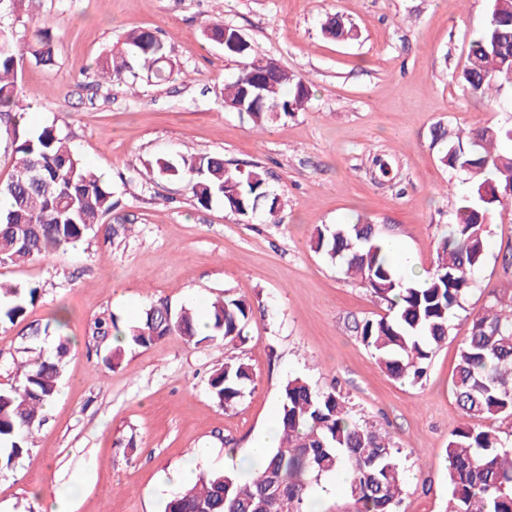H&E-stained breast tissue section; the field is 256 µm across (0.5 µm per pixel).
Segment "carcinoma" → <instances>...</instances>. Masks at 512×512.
Instances as JSON below:
<instances>
[{
  "label": "carcinoma",
  "instance_id": "cac0c4a2",
  "mask_svg": "<svg viewBox=\"0 0 512 512\" xmlns=\"http://www.w3.org/2000/svg\"><path fill=\"white\" fill-rule=\"evenodd\" d=\"M325 36L354 40L356 28L336 13L321 26ZM208 40L224 47L239 71L224 84V103L247 115L254 126L300 112L311 85L266 57L237 29L213 23ZM39 66L56 65L49 28L34 27L33 40L18 45L13 31L0 26V133L16 157L14 169L0 181V196L11 206L0 211V261L42 258L80 242L86 232L112 212V189L91 170L53 125L36 134L20 128L17 110L23 87L18 71L24 59ZM171 64L166 44L153 32L133 30L122 45L97 62L98 76L120 81L144 71L166 77ZM471 98L490 101L512 89V0H489L486 20L456 76ZM444 143L440 163L469 176L450 231L436 246V259L425 276L401 277L383 250L385 237L368 221L322 224L311 248L338 264L347 275L389 307V314L355 325L360 342L392 378L415 384L422 380L436 351L451 336L452 320L465 309L474 274L487 256L489 226L512 201V125L473 124L452 132L438 127ZM154 167L183 179L202 207L220 202L244 220L259 211L273 217L279 195L265 172L243 171L216 155L187 152L176 159L160 157ZM36 289L0 283L4 317L13 320L34 301ZM253 315L247 300L230 295L212 303L207 332L187 307L160 301L146 308L137 324L117 331L120 344L108 362L120 359L124 346L147 348L177 334L196 344L243 339ZM68 338L59 337L55 354L21 373L14 387L0 390V467H9L28 450V440L56 398ZM252 383L247 363L230 357L209 378L213 398L234 408ZM451 390L465 422L446 448L448 512H512V445L500 432L483 426L492 419H512V293H495L483 310L470 316L459 344ZM280 446L243 480L232 471L201 472L184 491L171 497L164 512H307L309 498L322 478L344 471L351 475L352 512H396L404 490L403 473L388 434L352 414L347 397L336 388L320 389L296 377L280 393Z\"/></svg>",
  "mask_w": 512,
  "mask_h": 512
}]
</instances>
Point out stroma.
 Here are the masks:
<instances>
[{"label": "stroma", "instance_id": "stroma-1", "mask_svg": "<svg viewBox=\"0 0 512 512\" xmlns=\"http://www.w3.org/2000/svg\"><path fill=\"white\" fill-rule=\"evenodd\" d=\"M488 0H0V25L19 42L25 21L54 24L57 64L24 62L18 78L25 129L57 124L84 163L114 192L116 206L77 247L47 258L0 262V282L36 289L14 321H0V389L17 367L70 339L59 392L30 448L0 468V512H52L57 491L71 512H163L187 463L220 472L224 453H245L277 417L288 379L336 385L363 419L389 434L405 470L398 512H445V450L464 422L450 391L458 344L469 329L454 319L424 381L392 380L354 330L387 307L310 247L322 224L364 218L429 269L439 237L470 183L439 161L437 127L512 124V92L486 106L463 96L452 74L467 64ZM339 13L357 40L325 38L320 24ZM238 29L262 55L308 80L305 110L264 129L224 106L237 64L204 28ZM135 28L153 31L178 72L96 85L99 57ZM223 156L243 170L261 166L280 198L276 217L250 221L223 206H197L184 182L149 162L184 152ZM130 225L120 233V225ZM488 255L465 303L477 313L489 295L512 289L502 255L512 214L490 226ZM248 299L245 339L189 343L171 335L125 348L103 321L134 324L159 300L204 313L224 295ZM64 317L62 331L50 329ZM238 356L253 382L230 410L208 380Z\"/></svg>", "mask_w": 512, "mask_h": 512}]
</instances>
